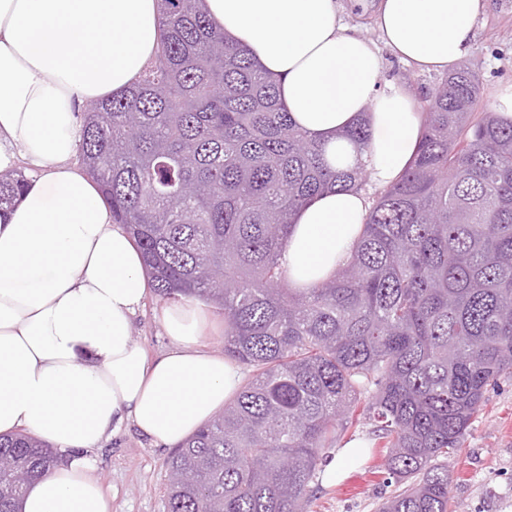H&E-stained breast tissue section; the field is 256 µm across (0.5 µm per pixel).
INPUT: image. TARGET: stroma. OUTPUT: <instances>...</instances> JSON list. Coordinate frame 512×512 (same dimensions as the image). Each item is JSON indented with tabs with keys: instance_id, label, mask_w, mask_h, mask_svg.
I'll return each mask as SVG.
<instances>
[{
	"instance_id": "obj_1",
	"label": "stroma",
	"mask_w": 512,
	"mask_h": 512,
	"mask_svg": "<svg viewBox=\"0 0 512 512\" xmlns=\"http://www.w3.org/2000/svg\"><path fill=\"white\" fill-rule=\"evenodd\" d=\"M382 82L413 86L420 95L441 82L439 72H422L402 64L388 50H381ZM481 82V102L493 109L500 87L512 84V0H487L478 18L472 47L466 57ZM163 299L149 295L133 324V337L151 353L164 351L169 340L158 320ZM366 442L372 453L356 460L341 456L350 440ZM371 425L341 433L322 452L335 462L339 476L327 485L312 486L309 512H375L378 503L397 488L382 466L383 454ZM96 474L112 496V512H166L168 451L155 448L134 428L93 451ZM451 498L454 512H512V378H501L489 387L464 445L453 460Z\"/></svg>"
}]
</instances>
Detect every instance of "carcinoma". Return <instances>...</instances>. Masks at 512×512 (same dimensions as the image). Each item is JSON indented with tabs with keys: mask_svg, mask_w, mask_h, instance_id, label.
Wrapping results in <instances>:
<instances>
[{
	"mask_svg": "<svg viewBox=\"0 0 512 512\" xmlns=\"http://www.w3.org/2000/svg\"><path fill=\"white\" fill-rule=\"evenodd\" d=\"M161 6L154 61L87 105L79 157L154 292L221 311L224 355L248 372L168 458L167 512H308L322 450L361 422L403 485L377 512H452L448 456L512 376V120L481 110L478 75L459 65L423 98L418 150L347 264L290 288L293 216L367 172L330 165L199 0ZM347 137L367 144V121ZM23 187L0 171V210ZM58 460L32 435L0 436V512Z\"/></svg>",
	"mask_w": 512,
	"mask_h": 512,
	"instance_id": "cac0c4a2",
	"label": "carcinoma"
}]
</instances>
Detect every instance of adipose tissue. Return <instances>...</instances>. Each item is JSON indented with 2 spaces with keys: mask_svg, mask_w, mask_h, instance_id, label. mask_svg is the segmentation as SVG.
Instances as JSON below:
<instances>
[{
  "mask_svg": "<svg viewBox=\"0 0 512 512\" xmlns=\"http://www.w3.org/2000/svg\"><path fill=\"white\" fill-rule=\"evenodd\" d=\"M210 21L274 79L295 124L384 188L409 165L423 115L414 90L382 83L379 47L421 71L452 69L486 0H380L373 42L340 0H204ZM160 0H0V171L29 176L0 212V434L29 433L64 461L30 483L22 512H112L91 456L124 426L181 444L235 391L236 364L206 348L214 324L194 298L168 304V350L132 338L151 292L140 251L75 158L88 103L134 84L154 60ZM371 139H345L361 112ZM370 202L323 193L295 215L281 263L312 288L344 266Z\"/></svg>",
  "mask_w": 512,
  "mask_h": 512,
  "instance_id": "1",
  "label": "adipose tissue"
}]
</instances>
